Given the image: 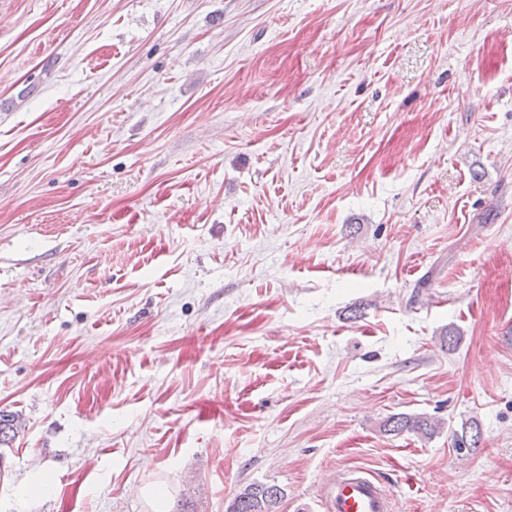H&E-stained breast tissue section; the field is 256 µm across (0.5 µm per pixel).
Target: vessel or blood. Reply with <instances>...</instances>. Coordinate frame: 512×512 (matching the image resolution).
Here are the masks:
<instances>
[{
    "label": "vessel or blood",
    "instance_id": "1",
    "mask_svg": "<svg viewBox=\"0 0 512 512\" xmlns=\"http://www.w3.org/2000/svg\"><path fill=\"white\" fill-rule=\"evenodd\" d=\"M327 512H394V497L364 471L336 473L324 491Z\"/></svg>",
    "mask_w": 512,
    "mask_h": 512
}]
</instances>
